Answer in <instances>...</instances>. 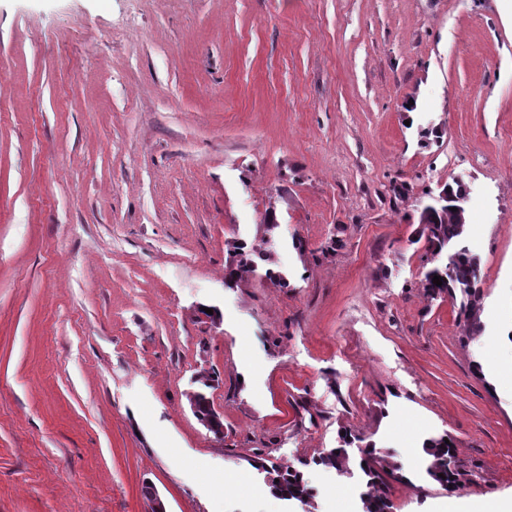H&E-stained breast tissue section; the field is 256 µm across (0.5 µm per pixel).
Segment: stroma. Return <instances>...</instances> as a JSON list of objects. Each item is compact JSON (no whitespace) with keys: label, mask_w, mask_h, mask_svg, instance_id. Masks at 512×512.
Returning <instances> with one entry per match:
<instances>
[{"label":"stroma","mask_w":512,"mask_h":512,"mask_svg":"<svg viewBox=\"0 0 512 512\" xmlns=\"http://www.w3.org/2000/svg\"><path fill=\"white\" fill-rule=\"evenodd\" d=\"M457 179L473 340L418 240ZM511 356L512 0H0V512H362L367 448L390 512L511 499ZM445 439L449 440V444H446ZM452 447L451 439L446 437L429 439L423 446L427 457L428 475L446 489L449 488V484H452V487L456 484L455 474L448 467V458L452 457ZM440 473H443V477H439ZM253 465L269 475V481L274 484L279 497L290 500L302 499L310 495V490L303 481L301 471L293 465L288 463H273L270 467L265 463H255ZM275 479H279V482L275 483ZM291 479H294V482H291Z\"/></svg>","instance_id":"1"}]
</instances>
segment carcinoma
Returning a JSON list of instances; mask_svg holds the SVG:
<instances>
[{
	"label": "carcinoma",
	"instance_id": "cac0c4a2",
	"mask_svg": "<svg viewBox=\"0 0 512 512\" xmlns=\"http://www.w3.org/2000/svg\"><path fill=\"white\" fill-rule=\"evenodd\" d=\"M456 203H448V208L435 215H421L424 222L421 236L426 252L430 253L435 263L424 275L425 288L433 296L446 294L459 303V318L463 319L466 336L473 339L482 332L479 316L481 296L477 281L479 258L472 254L464 243L467 210H452ZM441 277L442 285L433 284L434 276ZM427 457V473L447 488L456 484V477L448 467V458L452 455V444L445 438L429 439L423 446ZM349 457L346 449L332 448L320 456L319 462L338 471H348ZM254 467L264 470L269 475L270 483L278 496L290 499H302L310 495V490L303 481L300 470L288 464L256 463ZM360 468L369 477L368 485L372 490L363 497V512H388L386 497L376 489L382 480V474H393L398 466L384 457L366 452Z\"/></svg>",
	"mask_w": 512,
	"mask_h": 512
}]
</instances>
